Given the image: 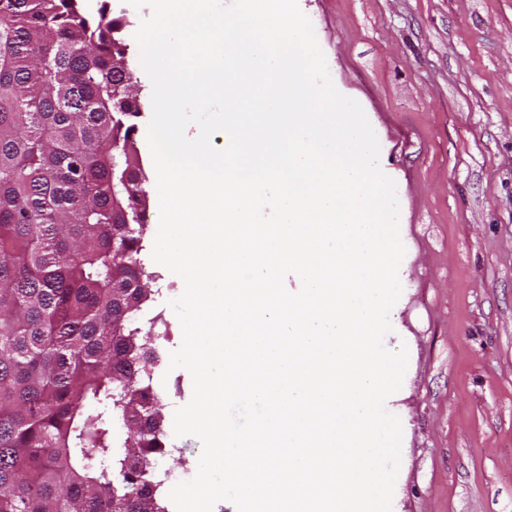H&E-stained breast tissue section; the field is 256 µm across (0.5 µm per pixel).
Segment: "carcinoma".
Segmentation results:
<instances>
[{
  "mask_svg": "<svg viewBox=\"0 0 512 512\" xmlns=\"http://www.w3.org/2000/svg\"><path fill=\"white\" fill-rule=\"evenodd\" d=\"M123 26L105 3L0 0V512H165Z\"/></svg>",
  "mask_w": 512,
  "mask_h": 512,
  "instance_id": "1",
  "label": "carcinoma"
}]
</instances>
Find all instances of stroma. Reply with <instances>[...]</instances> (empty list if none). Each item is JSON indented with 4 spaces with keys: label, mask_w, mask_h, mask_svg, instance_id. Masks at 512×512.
<instances>
[{
    "label": "stroma",
    "mask_w": 512,
    "mask_h": 512,
    "mask_svg": "<svg viewBox=\"0 0 512 512\" xmlns=\"http://www.w3.org/2000/svg\"><path fill=\"white\" fill-rule=\"evenodd\" d=\"M123 17L127 65L140 80L135 135L147 149L150 80L134 38L150 7L110 0ZM336 89L363 108L396 183L406 249L386 348H406L387 409L403 429L391 512H512V0H298ZM159 200L150 197L141 257L156 278L143 318L160 316L152 372L166 421L193 393L170 369L182 328L170 302L179 276L154 262ZM155 462L166 512L194 478L193 436L167 433Z\"/></svg>",
    "instance_id": "35a3bbf8"
}]
</instances>
